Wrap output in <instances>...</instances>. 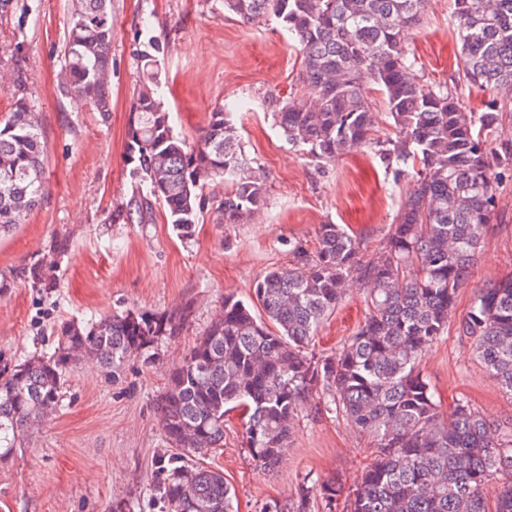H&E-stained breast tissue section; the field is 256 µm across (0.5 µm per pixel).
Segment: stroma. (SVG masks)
I'll return each instance as SVG.
<instances>
[{
    "label": "stroma",
    "instance_id": "obj_1",
    "mask_svg": "<svg viewBox=\"0 0 512 512\" xmlns=\"http://www.w3.org/2000/svg\"><path fill=\"white\" fill-rule=\"evenodd\" d=\"M0 14V118L14 104L11 56L22 58L28 97L46 143V194L12 234L0 238V355L15 360L52 352L60 328L112 313L189 316L175 336L159 340L154 364L130 359L118 377L82 357L66 375L62 406L36 426L27 448L0 461V512H161L155 485L167 463L158 400L170 374L224 308L225 296L247 300L267 271L287 265L291 250L316 246L322 224H345L369 247L382 241L413 190L394 182L364 146L319 166L288 144L268 113L270 98L303 99L296 42L277 21L245 24L224 0H112V112L102 119L67 96L61 65L73 0H14ZM161 48L160 81L175 134L195 141L215 108L235 105L245 155L267 180L263 212L249 224L204 219L180 236L160 204L147 223H115L114 209L134 204L125 159L129 112L139 77L137 53ZM405 45L422 78L455 91L484 111L491 91L459 80L460 44L453 0H429ZM512 272V182L496 208L448 331L425 354L421 370L443 415L464 398L499 431H512L505 395L457 334L472 291ZM358 289L324 322L312 349L338 351L363 321ZM369 439L324 400L299 409L285 457L272 472L257 469L242 445V422L230 413L224 445L203 460L220 469L238 512L293 502L302 480L333 479L352 490L372 462Z\"/></svg>",
    "mask_w": 512,
    "mask_h": 512
}]
</instances>
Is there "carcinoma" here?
<instances>
[{"label": "carcinoma", "mask_w": 512, "mask_h": 512, "mask_svg": "<svg viewBox=\"0 0 512 512\" xmlns=\"http://www.w3.org/2000/svg\"><path fill=\"white\" fill-rule=\"evenodd\" d=\"M463 80L500 94L468 112L457 93L421 80L403 32L417 26L428 0H224L248 22L276 19L298 46L309 100L273 97L268 109L288 142L319 164L371 145L394 182L414 170L415 188L368 251L342 224H321L317 247L292 249L288 265L254 287L255 301L224 297V310L189 349L158 400L171 448L158 485L164 512H235L224 473L193 458L224 443V417L238 411L243 445L256 467L275 470L290 443L298 408L323 397L376 448L355 490L334 481L302 482L288 509L309 512H512V481L489 503L491 478L512 472V433L502 435L465 399L440 416L419 368L448 329L459 288L484 243L499 184L512 178V0H454ZM111 0H74L64 48L63 87L103 117L111 112L104 75L112 67ZM159 47L139 52L141 67L129 113L126 161L146 189L139 212L164 204L182 237L207 212L205 188L228 190L214 208L218 224H249L264 209V174L243 154L232 113H210L195 142L174 133L159 93ZM18 97L0 120V237L23 223L44 197L45 143L13 61ZM385 96L396 136L375 137L378 113L369 90ZM359 286L363 323L336 353L309 351L322 323ZM186 317L114 314L68 323L51 354L13 362L0 357V460L28 446L33 427L61 406L64 377L79 356L116 372L131 357L153 362L155 346ZM458 334L499 387L512 396V274L474 289Z\"/></svg>", "instance_id": "1"}]
</instances>
